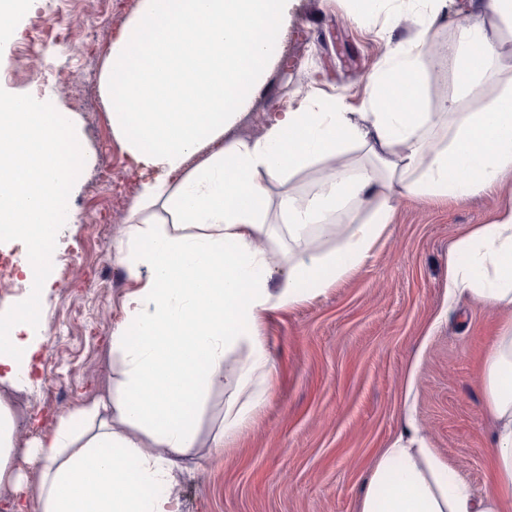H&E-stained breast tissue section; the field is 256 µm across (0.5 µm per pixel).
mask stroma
Instances as JSON below:
<instances>
[{"label": "stroma", "mask_w": 512, "mask_h": 512, "mask_svg": "<svg viewBox=\"0 0 512 512\" xmlns=\"http://www.w3.org/2000/svg\"><path fill=\"white\" fill-rule=\"evenodd\" d=\"M44 4L32 0L0 36V88L73 113L86 148L100 151L127 177L107 194L89 169L70 193L74 221L59 231L56 248L69 250L74 260L54 263L43 286L45 331L31 364L39 384L62 394L40 403L17 432L16 443L28 447L60 415L123 377L125 363L111 350V332L134 285L114 255L138 185L101 98L93 100L97 123L91 126L83 107L55 83L38 87L23 77V45L35 47L64 76L89 65L101 69L111 47L105 41L60 51ZM463 4L446 0L435 14L429 0H380L357 20L350 0H294L280 60L238 135H260L273 113L312 92L343 97L348 111H364L369 81L389 43L411 38L424 24L433 45L422 58L424 100L437 107L453 97L459 81L444 48L466 18ZM324 177L322 164H312L287 183L270 185V200L276 205L288 195L312 196ZM511 197L506 187L463 202L402 199L370 259L319 295L265 318L268 398L217 449L213 440L222 436L236 378L227 375L213 388L197 446L180 462L174 492L182 512H360L377 458L410 421L458 478L486 492L494 479L493 425L479 368L503 314L471 300L447 302L448 252L473 225L491 223Z\"/></svg>", "instance_id": "obj_1"}]
</instances>
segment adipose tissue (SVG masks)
<instances>
[{
    "instance_id": "ef3b65f1",
    "label": "adipose tissue",
    "mask_w": 512,
    "mask_h": 512,
    "mask_svg": "<svg viewBox=\"0 0 512 512\" xmlns=\"http://www.w3.org/2000/svg\"><path fill=\"white\" fill-rule=\"evenodd\" d=\"M290 0H139L99 74L112 134L140 177L127 239L117 250L135 288L112 331L127 369L90 404L61 415L28 457L40 474L38 512H176L179 459L197 444L207 393L233 372L239 388L266 374L260 333L271 313L328 288L364 263L411 196L465 200L512 184V71L487 18H512V0H469L470 22L450 55L461 97L499 93L476 108L423 100L427 30L390 47L366 109L315 97L275 113L262 135L231 138L279 55ZM145 64L130 80L133 61ZM366 161L341 164L347 146ZM332 162L320 191L280 203L288 233L282 277L260 248L270 236L271 184ZM162 206L172 228L146 224ZM362 220L342 222L351 208ZM332 237L321 251L313 235ZM448 297L512 309V201L448 252ZM244 359L232 361L236 349ZM493 422L494 481L474 493L415 425L385 448L360 512H512V321L481 370Z\"/></svg>"
}]
</instances>
